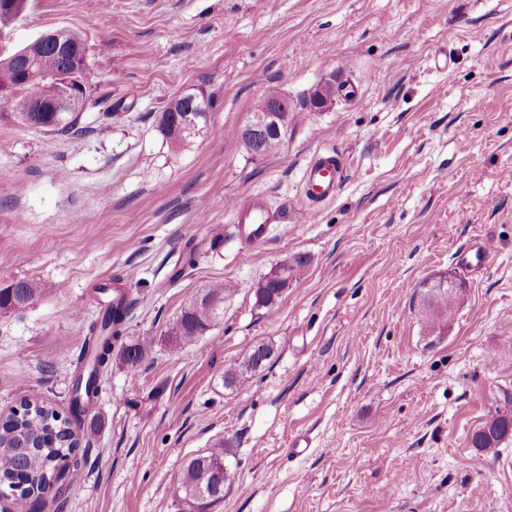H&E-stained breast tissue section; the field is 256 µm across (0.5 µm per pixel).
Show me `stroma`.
I'll list each match as a JSON object with an SVG mask.
<instances>
[{"label":"stroma","instance_id":"stroma-1","mask_svg":"<svg viewBox=\"0 0 512 512\" xmlns=\"http://www.w3.org/2000/svg\"><path fill=\"white\" fill-rule=\"evenodd\" d=\"M61 29L84 38L91 97L125 108L57 135L0 100V288L45 287L0 311V419L31 393L68 415L113 278L134 301L124 345L148 349L135 366L113 349L85 462L40 512H179L185 461L218 441L229 478L208 512H512V438L471 445L512 410V0H28L0 54ZM188 90L213 107L172 143L157 116ZM272 91L288 134L255 156L239 130ZM329 151L346 165L335 200L247 245L230 201L306 207V165ZM477 237L488 263L464 269ZM299 254L276 306L256 307ZM449 276L465 289L433 334L423 285ZM215 281L235 288L221 318L173 348ZM258 344L271 359L225 386ZM308 264L309 258L306 255H297L289 264L285 263L271 269L255 288L256 305L262 308L273 307L288 288L290 279ZM44 291L35 280L19 279L0 289V310H17L30 305ZM509 436L512 437V411H496L474 431L471 444L480 451H489L497 448Z\"/></svg>","mask_w":512,"mask_h":512}]
</instances>
